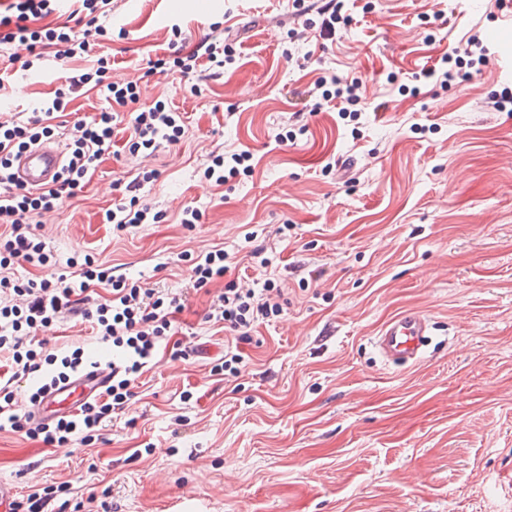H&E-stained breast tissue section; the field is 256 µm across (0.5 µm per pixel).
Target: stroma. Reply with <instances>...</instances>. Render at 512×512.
I'll list each match as a JSON object with an SVG mask.
<instances>
[{"instance_id":"obj_1","label":"stroma","mask_w":512,"mask_h":512,"mask_svg":"<svg viewBox=\"0 0 512 512\" xmlns=\"http://www.w3.org/2000/svg\"><path fill=\"white\" fill-rule=\"evenodd\" d=\"M169 2L128 12L112 0L93 52L109 56L112 80L137 84L121 118L162 100L184 136L134 156L113 137L84 188L36 225L50 260L23 273L49 279L89 254L185 296L172 340L187 356L157 353L91 444L0 431V480L23 498L67 483L81 512L105 501L112 512H512V112L487 106L512 77L492 61L462 86L409 92L470 29L512 44V0H354L332 36L294 0H223L204 16L195 0L174 14ZM227 30L223 76L149 72L170 39L187 53ZM91 64L48 56L10 72L0 107L34 112ZM332 71L359 78L368 110L314 111L305 90ZM102 105L93 89L70 97L47 120L53 140L67 146ZM228 150L249 151L251 172L205 180ZM145 169L159 172L146 201L162 221L113 229L105 212ZM187 208L199 224H183ZM250 232L269 266L251 256ZM220 248L223 277L194 291L186 253ZM267 278L286 308L249 340L206 322L226 287ZM407 309L428 314L431 342L414 366H390L375 338ZM35 336L51 353L97 346L69 315ZM228 345L247 366L221 381L211 367Z\"/></svg>"}]
</instances>
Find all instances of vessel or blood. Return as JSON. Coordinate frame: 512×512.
Segmentation results:
<instances>
[{
    "label": "vessel or blood",
    "mask_w": 512,
    "mask_h": 512,
    "mask_svg": "<svg viewBox=\"0 0 512 512\" xmlns=\"http://www.w3.org/2000/svg\"><path fill=\"white\" fill-rule=\"evenodd\" d=\"M63 166V152L55 143H40L16 158V180L33 189L53 185ZM430 320L420 310L410 309L395 315L376 338L381 356L394 364H414L423 355L429 336ZM112 380V361L103 359L85 374L60 389L48 391L35 409V417L47 421L71 413L91 394Z\"/></svg>",
    "instance_id": "1"
}]
</instances>
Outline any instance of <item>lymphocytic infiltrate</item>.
<instances>
[{"label": "lymphocytic infiltrate", "instance_id": "1", "mask_svg": "<svg viewBox=\"0 0 512 512\" xmlns=\"http://www.w3.org/2000/svg\"><path fill=\"white\" fill-rule=\"evenodd\" d=\"M54 2L15 0L13 16L0 17V43H18L33 53L32 58L21 62V70H31L47 49L60 59L83 57L90 48V36L103 32L99 13L110 0H81L84 19L80 28L65 24L42 32L30 29V20L53 13ZM224 52L223 41L208 39L203 41L201 50L174 57L173 65L184 76L198 78L223 68ZM463 53L465 58L461 61L454 60L452 55H443L433 66L421 71V78L443 86L469 80L471 68L485 65L488 59L487 48L479 34L467 36ZM108 65L107 57L101 56L94 67L72 73L67 78L66 92L56 93L54 98L44 101V113L50 115L59 111L65 93L76 92L90 83L106 100L118 105L136 101L134 83L107 81ZM117 125V113L106 109L74 123L70 153L59 182L34 191L15 180L12 160L48 136L50 129L40 120L31 118L0 122V294L7 293L15 299L14 304L0 306V358L9 362L11 368L9 374L0 376V429L40 435L46 442L61 445L76 440L90 441L95 432L111 420L113 413L123 410L131 396V382L152 362L171 330L172 314L184 306L181 296L141 287L115 267L95 263L90 257L80 264L75 259H67V266L78 267V274L70 277L62 274L54 281L18 277L13 272L14 265L22 261L34 266L48 262L45 245L33 231L34 224L44 213L74 196L111 147ZM184 133L180 113L159 101L134 114L126 146L133 155L143 149L155 151L163 145L179 142ZM156 178L153 170L137 174L126 186L131 193L128 203L107 211V223L120 230L134 229L145 223L150 207L140 203L137 193ZM96 285L107 288L108 297H94L92 288ZM283 310L280 289L267 279L245 291L228 289L218 296L206 319L223 324L226 331L241 339L248 336L255 325L281 315ZM68 313L80 315L90 323L98 339L112 343L123 356L112 365V384L103 398L85 404L76 414L55 423L36 424L30 412L22 413L13 407L16 383L37 375V382L29 389V399L34 402L50 388L87 368L88 362L83 348L76 346L61 358L57 372L42 375L44 344L25 340L24 335L26 331L52 325Z\"/></svg>", "mask_w": 512, "mask_h": 512}]
</instances>
